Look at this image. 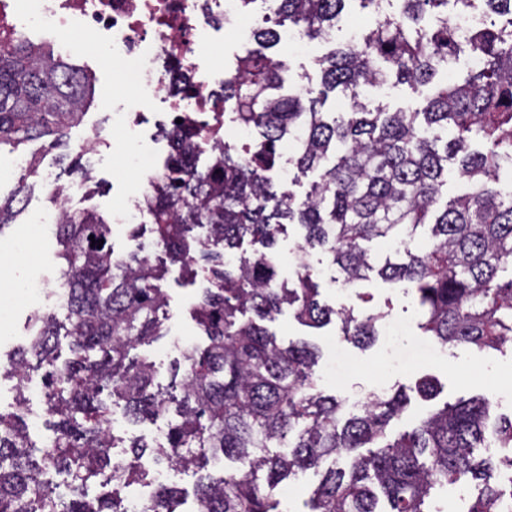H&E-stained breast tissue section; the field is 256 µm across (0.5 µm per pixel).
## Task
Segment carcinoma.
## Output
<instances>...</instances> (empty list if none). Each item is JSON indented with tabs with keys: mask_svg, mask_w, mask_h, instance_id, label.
<instances>
[{
	"mask_svg": "<svg viewBox=\"0 0 512 512\" xmlns=\"http://www.w3.org/2000/svg\"><path fill=\"white\" fill-rule=\"evenodd\" d=\"M347 0H271L253 45L224 77L221 94L233 121L261 130L257 146L238 156L208 123L168 130L175 153L150 201L155 244L208 287L193 307L207 345L181 349V395L157 381L155 365L131 355L140 344L167 335L158 288L165 269L151 261L137 232L121 253L109 243L102 216L61 203L63 185L48 192L60 207L55 232L63 264L65 315H35L28 345L0 364L24 401L32 374L45 370L46 426L51 443L36 447L19 413L0 412V512H177L180 489L159 484L135 509L117 493L94 502L87 482L111 472L112 486L144 482L148 462L183 470L231 460L233 473L207 475L193 512H280L274 490L312 470L321 475L307 512H437L434 492L473 486L466 512H512V488L494 480L499 465L491 442L512 448V417L490 421L493 393L446 402L410 432L392 435L410 397L405 388L368 394L357 413L317 384L315 347L283 345L263 325L283 307L311 327L340 322L341 335L362 347L379 335L382 313L354 314L321 303L304 262L293 283H279L273 250L286 224L302 231L299 249H318L343 283L369 280L375 259L366 244H392L379 274L416 295L420 329L443 348L512 347V190L499 172L512 161V0H401L398 15L380 0H358L378 19L358 45L335 44L317 60L320 82L302 94L279 95L283 64L269 50L294 30L308 40L334 28ZM495 15L469 49L482 57L465 78L435 87L416 112L369 108L367 89L386 82L418 89L432 83L456 56L448 4ZM346 112H325L332 93ZM95 94L91 74L48 43L0 30V153L43 140L53 150L82 123ZM302 145L291 160L300 175L317 173L305 199L277 194L264 172L275 146L296 133ZM209 163L198 165L202 141ZM16 174L0 196V231L15 223L35 193L41 156ZM469 190L443 198L448 164ZM204 226L207 234L194 230ZM265 252L224 261L244 239ZM101 240L103 245L92 244ZM251 312L243 321L240 316ZM69 338L61 363L58 337ZM123 404L132 424L171 414L164 440L125 439L110 425L111 406ZM127 444L126 458L111 449ZM50 473L63 474L54 484Z\"/></svg>",
	"mask_w": 512,
	"mask_h": 512,
	"instance_id": "obj_1",
	"label": "carcinoma"
}]
</instances>
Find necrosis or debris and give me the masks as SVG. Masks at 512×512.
I'll list each match as a JSON object with an SVG mask.
<instances>
[{"mask_svg":"<svg viewBox=\"0 0 512 512\" xmlns=\"http://www.w3.org/2000/svg\"><path fill=\"white\" fill-rule=\"evenodd\" d=\"M1 22L15 33L34 29L61 42L73 31L92 33L103 63L118 65L136 90L135 104L114 114L129 129L135 116L157 109L186 126L209 115L223 121V99L207 92L224 79L210 25L220 23L244 43L255 27L240 0H0Z\"/></svg>","mask_w":512,"mask_h":512,"instance_id":"4bbe7bcc","label":"necrosis or debris"}]
</instances>
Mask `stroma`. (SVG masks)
<instances>
[{"label":"stroma","instance_id":"1","mask_svg":"<svg viewBox=\"0 0 512 512\" xmlns=\"http://www.w3.org/2000/svg\"><path fill=\"white\" fill-rule=\"evenodd\" d=\"M76 50L70 53L71 63L90 72L95 81V101L83 122L71 129L65 147L43 151L41 142L26 145V152H42L41 172L59 177L91 130H99L101 141L87 159L93 168L96 184L86 194L73 199L77 208H92L104 216H111L114 207L128 195L139 192L144 183L136 175V167L112 147L121 141L122 135L112 123L110 112L113 102L132 97L131 88L119 83L112 71L103 66L98 58L89 54V36L74 38ZM282 60L283 93H295L307 82H319V68L314 56L296 54L284 48L274 50ZM429 94L428 88L411 90L408 86L385 84L370 89L371 105H386L389 110L401 109L413 112L423 107ZM50 201L45 193H37L16 223L0 230V293H14L31 277L39 275L56 279L60 264L59 246L54 236L34 240L30 228L37 224L41 214L49 209ZM305 261L317 274L321 283L322 302L336 307L353 309L356 314L382 312L387 322L400 326L393 350H386L384 341L362 348L347 342L339 334L337 324L315 329L300 324L292 310L286 309L268 322L270 332L281 343L306 341L317 347L318 364L315 368L319 384L325 394L350 399L355 392L368 391L381 386H410L424 374L436 376L449 399L470 397L485 391H493L495 401L492 417L512 415V349L480 351L460 345L435 355V344L418 327L419 313L411 291L371 275L368 281L350 288L334 284L337 270L330 266L320 250L307 251ZM167 294V324L169 336L158 341L137 346L138 357L153 362L159 382L170 386L174 383L173 363L178 352L174 339L192 343H204L198 329L192 307L205 286L203 278L186 277L179 267H169L160 283ZM44 299L38 295L24 294L21 301L0 322V355L13 352L24 344L28 336L27 326L35 311L43 309Z\"/></svg>","mask_w":512,"mask_h":512}]
</instances>
